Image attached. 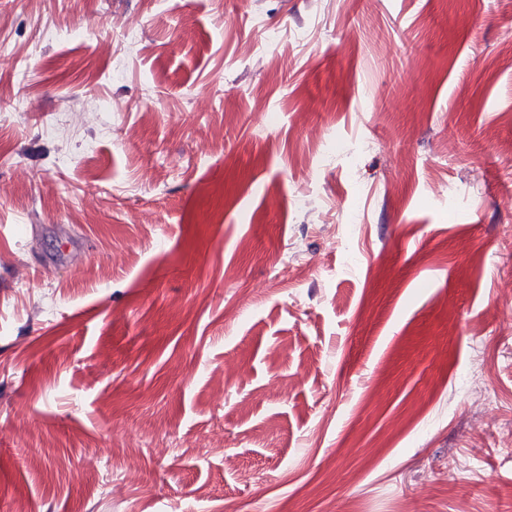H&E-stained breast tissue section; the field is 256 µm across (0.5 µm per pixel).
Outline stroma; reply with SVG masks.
Segmentation results:
<instances>
[{
	"label": "stroma",
	"mask_w": 512,
	"mask_h": 512,
	"mask_svg": "<svg viewBox=\"0 0 512 512\" xmlns=\"http://www.w3.org/2000/svg\"><path fill=\"white\" fill-rule=\"evenodd\" d=\"M511 52L512 0H0V512H512Z\"/></svg>",
	"instance_id": "1"
}]
</instances>
